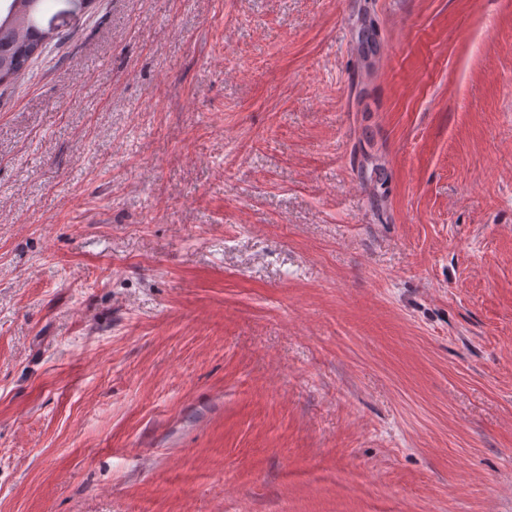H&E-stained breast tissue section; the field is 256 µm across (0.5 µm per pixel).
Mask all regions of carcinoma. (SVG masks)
<instances>
[{"label":"carcinoma","mask_w":512,"mask_h":512,"mask_svg":"<svg viewBox=\"0 0 512 512\" xmlns=\"http://www.w3.org/2000/svg\"><path fill=\"white\" fill-rule=\"evenodd\" d=\"M44 0H11L5 17H0V32L6 30L10 40L0 42V85L19 79L33 58L41 54L54 40L60 38L52 32V25L63 12H58L49 21L43 19ZM364 42L354 45V50L364 62L376 57L380 50V39L373 21H368Z\"/></svg>","instance_id":"cac0c4a2"}]
</instances>
